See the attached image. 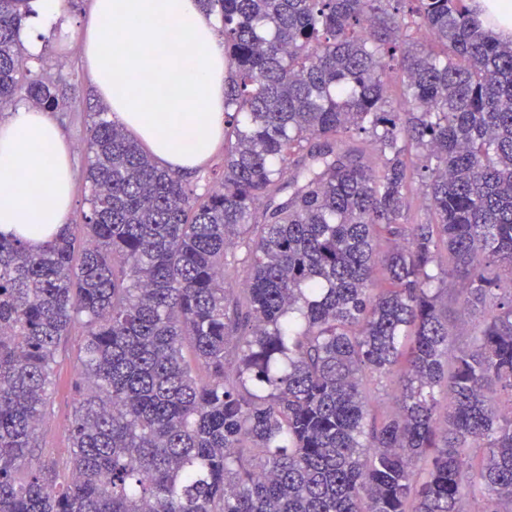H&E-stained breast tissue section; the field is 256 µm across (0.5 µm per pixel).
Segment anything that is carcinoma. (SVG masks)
<instances>
[{"label": "carcinoma", "mask_w": 512, "mask_h": 512, "mask_svg": "<svg viewBox=\"0 0 512 512\" xmlns=\"http://www.w3.org/2000/svg\"><path fill=\"white\" fill-rule=\"evenodd\" d=\"M475 2L204 0L230 69L214 188L95 113L84 223L0 236V512H462L477 488L512 512V41ZM31 13L0 0V105L53 112ZM448 299L481 313L451 357ZM79 320L72 452L29 472ZM397 367L370 418L363 377Z\"/></svg>", "instance_id": "obj_1"}]
</instances>
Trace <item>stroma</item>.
Here are the masks:
<instances>
[{
    "label": "stroma",
    "mask_w": 512,
    "mask_h": 512,
    "mask_svg": "<svg viewBox=\"0 0 512 512\" xmlns=\"http://www.w3.org/2000/svg\"><path fill=\"white\" fill-rule=\"evenodd\" d=\"M93 6L94 0H75L74 5L66 7L59 18L50 19L38 13L22 24L30 38L40 44L39 50L33 54V62L59 80L67 90L65 105L52 112L51 117L59 125L73 155V207L69 216L73 224L82 223L87 209L88 161L83 146L94 114L102 103L94 91L79 36V28L91 16ZM82 333L81 325H74L65 343L68 358L57 370L49 413L39 427L38 446L28 456L27 468H36L46 454L61 462L69 457V427L77 405V385L81 379L76 354Z\"/></svg>",
    "instance_id": "35a3bbf8"
}]
</instances>
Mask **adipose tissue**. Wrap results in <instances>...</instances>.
<instances>
[{
    "mask_svg": "<svg viewBox=\"0 0 512 512\" xmlns=\"http://www.w3.org/2000/svg\"><path fill=\"white\" fill-rule=\"evenodd\" d=\"M85 61L113 120L170 171L224 140V41L201 0H95ZM70 155L48 113L18 104L0 123V235L39 246L72 209Z\"/></svg>",
    "mask_w": 512,
    "mask_h": 512,
    "instance_id": "ef3b65f1",
    "label": "adipose tissue"
}]
</instances>
